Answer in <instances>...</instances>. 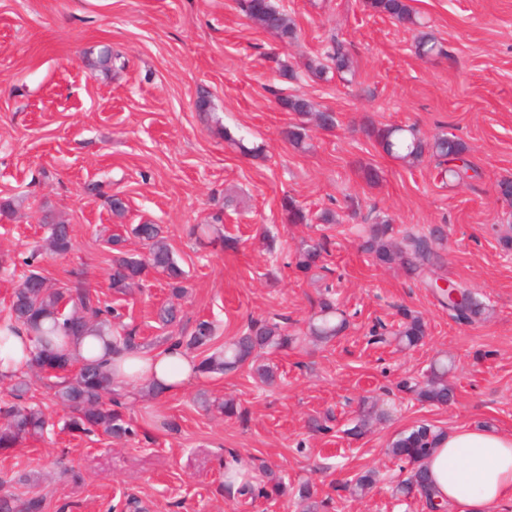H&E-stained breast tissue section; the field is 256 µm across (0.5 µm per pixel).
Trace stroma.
<instances>
[{
	"label": "stroma",
	"mask_w": 512,
	"mask_h": 512,
	"mask_svg": "<svg viewBox=\"0 0 512 512\" xmlns=\"http://www.w3.org/2000/svg\"><path fill=\"white\" fill-rule=\"evenodd\" d=\"M275 2L296 23L290 42L254 26L241 0H0V199L20 202L0 220V307L52 210L71 224L74 249L40 256V271L56 285L83 274L142 342L166 336L156 311L170 301L182 310L183 332L209 320L220 344L275 315L289 317L290 332L304 331L328 284L349 316L330 343L306 339L265 353L274 385L241 370L196 375L175 396L132 392L131 441L56 424L42 439L0 450V497L42 499L44 512H299L290 494L242 506L225 492L221 462L234 448L254 484L266 466L291 486L310 482L319 512H428L419 496L391 492L408 476L386 453L397 432L426 421L447 432L480 424L512 434V250L501 244L512 235V207L497 192L512 176V0H410L448 51L429 61L417 57L414 31L366 0ZM333 37L351 45L352 82L316 81L307 71ZM105 50L109 70L93 69ZM284 65L292 77L280 76ZM281 94L333 112L335 129L282 110ZM299 122L309 134L304 150L285 137ZM368 123L413 124L429 139L456 135L481 178L455 185L433 162L395 160L362 133ZM228 131L257 154H240ZM368 166L378 183H367ZM114 194L127 205L121 221L109 209ZM286 195L311 223H283ZM324 210L335 223L319 221ZM372 210L400 231L444 226L443 274L477 294L486 319L455 321L419 281L364 253L358 228ZM217 216L240 238L238 250L190 238L191 225ZM145 222L169 237L186 273L184 297L173 298L155 273L141 291L113 294L102 234ZM322 236L332 276L288 265L302 242ZM407 311L427 325L422 343L372 342L374 324L396 330ZM442 357L454 363V400L423 403L410 386ZM203 393L234 399L246 420L204 411ZM364 398L391 418L353 436ZM314 418L327 419L329 431H311ZM368 470L376 486L351 497L345 485Z\"/></svg>",
	"instance_id": "35a3bbf8"
}]
</instances>
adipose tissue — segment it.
I'll list each match as a JSON object with an SVG mask.
<instances>
[{
  "label": "adipose tissue",
  "instance_id": "adipose-tissue-1",
  "mask_svg": "<svg viewBox=\"0 0 512 512\" xmlns=\"http://www.w3.org/2000/svg\"><path fill=\"white\" fill-rule=\"evenodd\" d=\"M119 379L130 389L158 383L180 392L195 373L192 356L177 347L139 349L117 356ZM438 499L458 512H500L512 502V436L475 425L459 427L422 462Z\"/></svg>",
  "mask_w": 512,
  "mask_h": 512
}]
</instances>
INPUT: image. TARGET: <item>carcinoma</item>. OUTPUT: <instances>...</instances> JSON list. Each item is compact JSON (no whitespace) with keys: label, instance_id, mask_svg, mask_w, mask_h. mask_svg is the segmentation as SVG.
<instances>
[{"label":"carcinoma","instance_id":"obj_1","mask_svg":"<svg viewBox=\"0 0 512 512\" xmlns=\"http://www.w3.org/2000/svg\"><path fill=\"white\" fill-rule=\"evenodd\" d=\"M242 7L248 20L258 28L282 41L296 37L294 20L273 0H243ZM368 7L408 28L423 25L408 0H369ZM415 50L425 60L447 54L443 45L427 33L417 37ZM326 58L330 61L328 65L320 61L309 65L314 77L321 79L331 69L342 77L353 74L351 54L345 42L331 40ZM278 103L287 112L303 117L314 115L323 128H336L333 113L314 111L313 103L302 95H280ZM365 132L395 159L411 164L420 163L426 157L433 160L438 175L452 183L467 185L478 176L476 167L465 157L466 145L454 135L440 134L430 141L423 138L414 126L398 124H370L365 127ZM285 137L292 146L303 149L309 138L307 127L292 125L285 131ZM281 207L285 223H307L304 209L293 197L284 196ZM219 222L221 218L218 217L214 224L196 225L192 227L191 235L199 240L208 237L210 242H217L225 248H236L239 241L225 236L217 227ZM44 224L49 228L45 249L56 255L68 254L73 248L70 225L53 215L45 216ZM360 232L363 233V251L377 263L396 265L428 288L433 287L436 278L441 276L447 239L437 230L427 234L405 231L397 236L390 220L377 217L373 223L361 226ZM131 234L139 240L143 252L134 253L127 249V239L119 233L107 239L112 250L113 292L127 295L142 286L149 272L156 271L167 277L174 296L184 295V271L178 265L173 247L161 226L136 224L131 227ZM326 252L327 239L322 237L302 245L294 253L293 263L298 270L309 273L319 268ZM455 288L461 292L462 301H448V293L441 290L436 294L440 305L448 308L450 315L459 321L473 323L482 319L487 311L483 302L462 285L457 284ZM338 310L330 289H324L314 303L305 335L320 342H329L339 336L346 328L347 319L339 315ZM158 320L165 327L178 326L181 322L179 309L174 305L160 308ZM20 327L31 336L34 351L27 370L9 381L14 401L0 406V418L4 420L0 425V449L16 448L30 439L42 437L48 423L44 408L28 401L35 379L47 389L51 401L67 412L66 426L70 431L79 434L99 431L115 441L127 440L135 434L132 421L124 413L126 393L120 390L108 360L89 357L79 362L67 349L68 341L80 336H93L101 341L108 355L142 348L136 328L123 322L119 309L101 305L99 296L80 280L56 287L47 282L46 276L32 269L14 289L8 308L0 314V343L16 335ZM424 336L425 325L421 318L406 312L404 321L393 334V340L407 348L417 345ZM213 339L214 329L206 320L198 322L188 336L168 337L177 346L199 352L198 372L203 375H224L247 367L266 384L274 383L277 374L273 366L260 361L261 353L267 349L285 348L298 341L297 337L288 334V319L285 317L252 321L240 335L224 342L222 347L212 348ZM451 370L452 362L438 360L430 366L424 380L414 383L409 389L422 402L446 405L453 398V389L448 385ZM383 415L384 411L374 405L362 407L360 423L353 427V431L363 433L372 419ZM444 435L445 432L436 426L421 423L398 433L387 449L393 460L411 466L409 476L394 487V494L408 496L416 492L432 512L443 508V505L433 502L434 491L421 461L437 447ZM266 477L267 484L258 489L245 479L236 487L228 480L224 489L229 494L234 492L240 497L251 498L285 493L286 486L281 477L271 471L266 472ZM374 482V473L367 471L352 481L347 489L350 495L362 497L372 489ZM41 508V500L37 498L22 503L0 498V512H41Z\"/></svg>","mask_w":512,"mask_h":512}]
</instances>
